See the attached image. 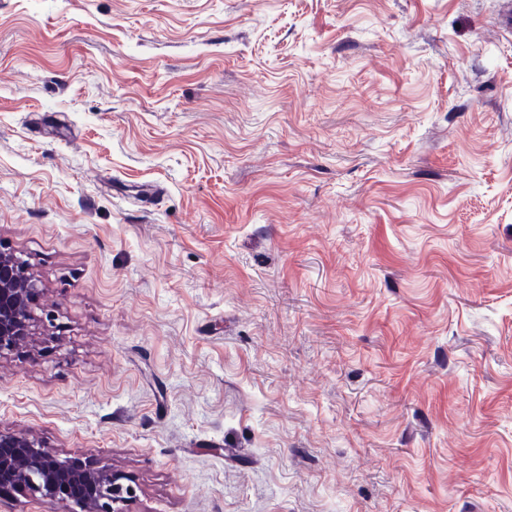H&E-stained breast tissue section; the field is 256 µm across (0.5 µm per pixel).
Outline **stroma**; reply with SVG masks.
<instances>
[{"label":"stroma","mask_w":512,"mask_h":512,"mask_svg":"<svg viewBox=\"0 0 512 512\" xmlns=\"http://www.w3.org/2000/svg\"><path fill=\"white\" fill-rule=\"evenodd\" d=\"M512 0H0V431L129 512H512ZM40 288L12 254L0 252V357L34 341L32 309Z\"/></svg>","instance_id":"1"}]
</instances>
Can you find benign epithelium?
I'll return each mask as SVG.
<instances>
[{
  "label": "benign epithelium",
  "instance_id": "7a95c632",
  "mask_svg": "<svg viewBox=\"0 0 512 512\" xmlns=\"http://www.w3.org/2000/svg\"><path fill=\"white\" fill-rule=\"evenodd\" d=\"M41 284L10 253L0 252V357L34 341L32 309ZM21 487L49 509L69 501L83 512H126L131 486L108 469L79 458L61 459L51 448L18 435L0 433V487Z\"/></svg>",
  "mask_w": 512,
  "mask_h": 512
}]
</instances>
